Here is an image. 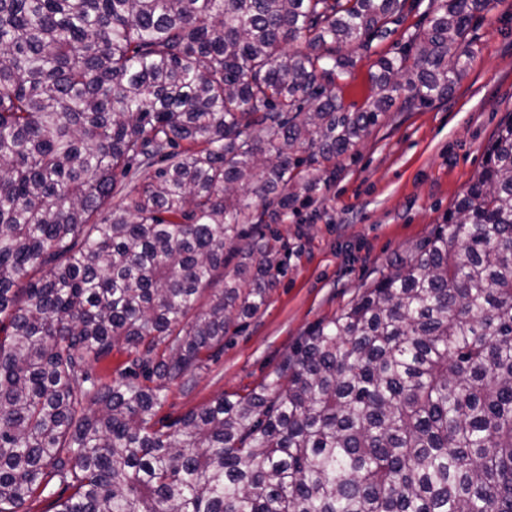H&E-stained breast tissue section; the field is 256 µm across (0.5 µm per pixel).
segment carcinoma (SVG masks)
<instances>
[{"instance_id":"carcinoma-1","label":"carcinoma","mask_w":512,"mask_h":512,"mask_svg":"<svg viewBox=\"0 0 512 512\" xmlns=\"http://www.w3.org/2000/svg\"><path fill=\"white\" fill-rule=\"evenodd\" d=\"M490 3L431 0L352 111L344 48L406 0H0V512L56 487L53 512H512V119L274 380L155 418L265 303L269 197L288 209L397 99L446 97ZM118 343L114 385L93 364Z\"/></svg>"}]
</instances>
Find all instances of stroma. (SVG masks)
Instances as JSON below:
<instances>
[{
    "label": "stroma",
    "instance_id": "stroma-1",
    "mask_svg": "<svg viewBox=\"0 0 512 512\" xmlns=\"http://www.w3.org/2000/svg\"><path fill=\"white\" fill-rule=\"evenodd\" d=\"M430 0H407L401 22L368 48L336 92L352 109L370 94L372 64L426 28ZM468 39L475 57L448 97L411 109L393 104L316 190L299 194L273 229L282 260L267 299L235 320L224 349L192 375L168 382L157 417L170 421L220 396L271 381L297 343L350 305L366 284L414 252L443 223L482 170L499 125L512 115V0H495Z\"/></svg>",
    "mask_w": 512,
    "mask_h": 512
}]
</instances>
